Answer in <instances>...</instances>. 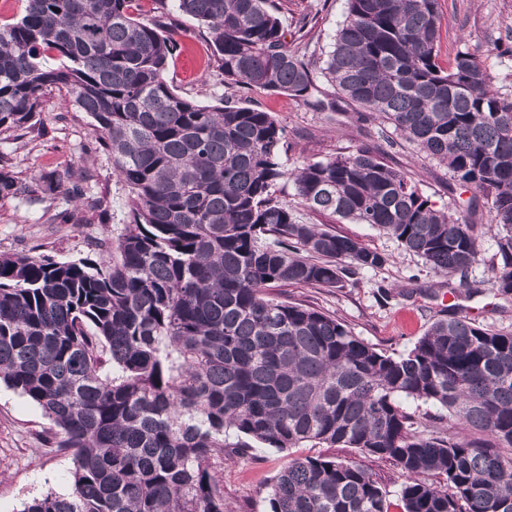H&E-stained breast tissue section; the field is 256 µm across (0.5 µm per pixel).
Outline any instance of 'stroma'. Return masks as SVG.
Masks as SVG:
<instances>
[{
	"label": "stroma",
	"instance_id": "35a3bbf8",
	"mask_svg": "<svg viewBox=\"0 0 512 512\" xmlns=\"http://www.w3.org/2000/svg\"><path fill=\"white\" fill-rule=\"evenodd\" d=\"M282 4L286 26H293L300 14H308L310 47L319 53L327 50L346 13L345 0H282ZM440 4V62L448 63L465 48L478 51L496 86L512 91V57L500 54L501 45L512 40V0H440ZM175 25L181 49L169 65V84L199 103L219 104L225 88L217 74L204 65L210 53L207 30L182 14L176 15ZM65 97V92L58 90L47 94L40 116L45 136L0 145V150L10 153L21 176L53 171L63 179V188L55 198L35 204L0 202V254L34 250L60 261L77 260L93 255L95 243L116 240L130 222L128 191L113 175L111 162L98 152L91 117L67 104ZM241 102L271 112L285 128L281 154L285 168L379 145L385 163L409 174L436 207L450 208L470 196L467 188L451 179L445 165L420 156L402 137H395L393 145H382L381 123L362 120L356 112H316L287 95L259 90L243 94ZM81 170L92 173L90 193L103 198L108 222H101L97 212L89 208L77 207L69 195V176ZM72 210L80 215L78 223L46 224L41 219L47 211ZM299 215L304 223L326 225L389 256L387 265L358 271L341 288L289 287L282 291L290 301L335 315L378 349L394 355L405 353L432 322L451 313L481 325L512 330V295L497 294L489 283L497 228L486 207L478 209L481 252L469 271V280L478 289L474 295L449 286L447 279L421 258L370 225L341 222L306 209ZM383 288L390 289L389 298H381ZM50 427L38 407L0 384V512H22L26 502L50 492L71 493L70 456L44 445ZM327 454L360 461L392 494L406 480L391 461L361 454L355 448H331ZM285 460L283 452L257 444L243 456L220 462L216 472L224 485V504L229 512H270L269 486Z\"/></svg>",
	"mask_w": 512,
	"mask_h": 512
}]
</instances>
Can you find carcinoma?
I'll return each instance as SVG.
<instances>
[{
  "label": "carcinoma",
  "mask_w": 512,
  "mask_h": 512,
  "mask_svg": "<svg viewBox=\"0 0 512 512\" xmlns=\"http://www.w3.org/2000/svg\"><path fill=\"white\" fill-rule=\"evenodd\" d=\"M137 0H27L0 25V136L35 131L64 90L130 192L131 223L111 246L57 261L0 254V382L52 423L45 446L72 457L74 490L22 512H224L218 461L257 442L358 448L407 475L403 512H512V331L463 316L434 322L390 355L335 316L281 301L284 287L341 288L389 257L275 196L287 178L307 208L369 224L435 273L471 289L477 225L435 208L370 147L280 162L284 127L227 97L202 105L168 83L177 51ZM211 35L224 87L286 94L316 110L356 106L390 124L483 198L499 227L492 288L512 294V92L470 50L439 62V0H346L317 86L288 46L275 0H172ZM0 152V199L53 196ZM408 400L448 413L419 429ZM446 480L441 487L422 479ZM271 512H389L356 461L288 455Z\"/></svg>",
  "instance_id": "obj_1"
}]
</instances>
